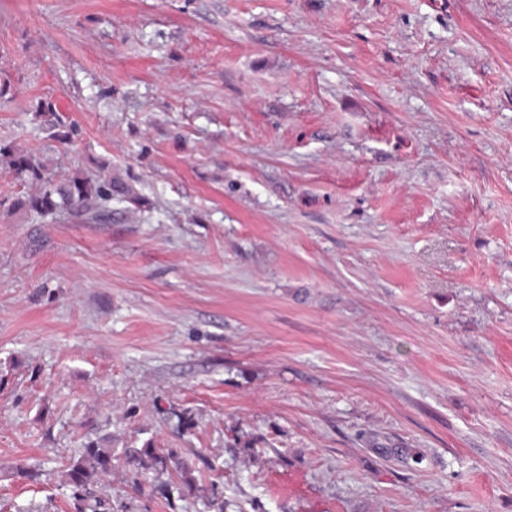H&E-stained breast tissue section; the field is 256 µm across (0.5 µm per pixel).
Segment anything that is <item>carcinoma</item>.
<instances>
[{
	"label": "carcinoma",
	"instance_id": "carcinoma-1",
	"mask_svg": "<svg viewBox=\"0 0 512 512\" xmlns=\"http://www.w3.org/2000/svg\"><path fill=\"white\" fill-rule=\"evenodd\" d=\"M47 130L66 142L79 136L77 125H66L55 115L48 120ZM0 165L27 174L39 185L37 193L24 200L22 206L40 217L68 213L85 222H98L105 216L104 204L112 201V174L105 168L93 177L78 174L48 176L36 156L2 144ZM123 455L125 461L140 473H162L172 460L171 454H160L154 448H125ZM113 460V449L94 441L86 443L79 454L70 458L63 473L65 484L72 488L78 512H98L102 505L99 484L103 477L112 474Z\"/></svg>",
	"mask_w": 512,
	"mask_h": 512
}]
</instances>
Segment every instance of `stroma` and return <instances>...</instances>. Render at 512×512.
Masks as SVG:
<instances>
[{
    "label": "stroma",
    "mask_w": 512,
    "mask_h": 512,
    "mask_svg": "<svg viewBox=\"0 0 512 512\" xmlns=\"http://www.w3.org/2000/svg\"><path fill=\"white\" fill-rule=\"evenodd\" d=\"M0 141V512H512V0H0ZM0 165L26 173L40 186L37 193L21 202L29 212L40 217L68 213L85 222H98L106 215L104 204L112 202V175L103 166L94 177L46 176L45 166L36 156L16 152L2 144ZM113 460V449L94 441L86 443L79 454L70 458L63 470L64 483L72 488L79 512H97L101 507L98 488L103 477L112 475ZM123 455L137 473H164L168 469V461H172L170 453L160 454L156 448H123Z\"/></svg>",
    "instance_id": "stroma-1"
}]
</instances>
